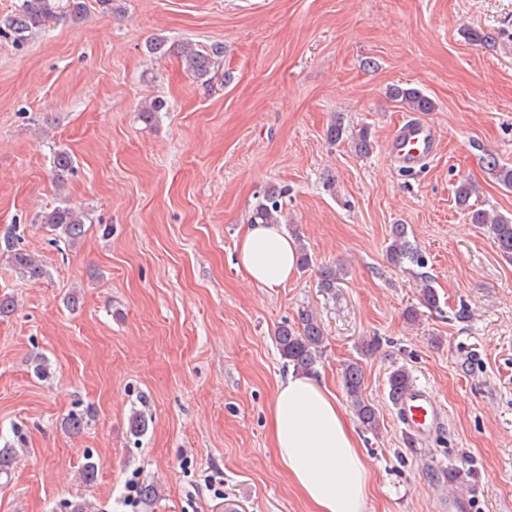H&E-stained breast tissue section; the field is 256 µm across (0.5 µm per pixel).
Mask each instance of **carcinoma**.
Masks as SVG:
<instances>
[{"label":"carcinoma","mask_w":512,"mask_h":512,"mask_svg":"<svg viewBox=\"0 0 512 512\" xmlns=\"http://www.w3.org/2000/svg\"><path fill=\"white\" fill-rule=\"evenodd\" d=\"M86 0H22L16 12L6 19L5 25L18 43L26 40L29 33L36 29H46L51 24L64 20H79L86 13ZM180 57L187 72L197 79L208 76L214 65V58L222 54V48L214 46L209 52L196 49L190 43L178 46ZM391 97L401 103L405 108L414 112H430L434 103L417 88H391ZM328 137L334 142L346 139L351 140L356 153L364 155L372 149L370 133L367 129L348 136L345 127L336 122L328 128ZM488 169L495 173L499 183L506 189H512V168L503 166L496 157L490 155L486 158ZM475 193V187L467 180H462L456 187L455 194L458 205L467 210L470 223L479 224L491 234L497 248L506 256L512 255V218L504 215L492 214L483 209H474L469 203ZM279 194L271 191L263 196L255 206L251 223L277 224L279 223L280 204ZM86 216L84 212L69 206H58L43 213L40 223L58 232L71 242L81 239L86 232ZM387 255L389 261L398 267L409 263L420 269L427 266L424 253L414 244L408 236L407 228L403 224H394L391 228V242ZM9 260L15 271L23 278L34 280L43 274V266L39 259L31 253L15 249L9 251ZM420 305L428 309L438 307V295L432 285L429 275L422 272L418 281ZM277 349L283 359L293 366L298 373L310 374L323 354L325 343L324 333L317 321L305 316L301 318L300 325H281L274 334ZM343 389L349 401V407L361 426L376 433L380 429V414L378 409L363 397L364 372L357 360L344 364L342 370ZM414 386L410 372L400 367L393 370L388 376L389 397L395 398L400 392ZM90 416L83 412H73L64 421V428L71 435H79L88 427Z\"/></svg>","instance_id":"1"}]
</instances>
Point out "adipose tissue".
Returning a JSON list of instances; mask_svg holds the SVG:
<instances>
[{
	"instance_id": "adipose-tissue-1",
	"label": "adipose tissue",
	"mask_w": 512,
	"mask_h": 512,
	"mask_svg": "<svg viewBox=\"0 0 512 512\" xmlns=\"http://www.w3.org/2000/svg\"><path fill=\"white\" fill-rule=\"evenodd\" d=\"M236 267L276 288L297 268V245L277 224L245 225ZM270 430L279 463L312 512H363L369 471L362 443L338 396L315 378L292 375L276 390Z\"/></svg>"
}]
</instances>
